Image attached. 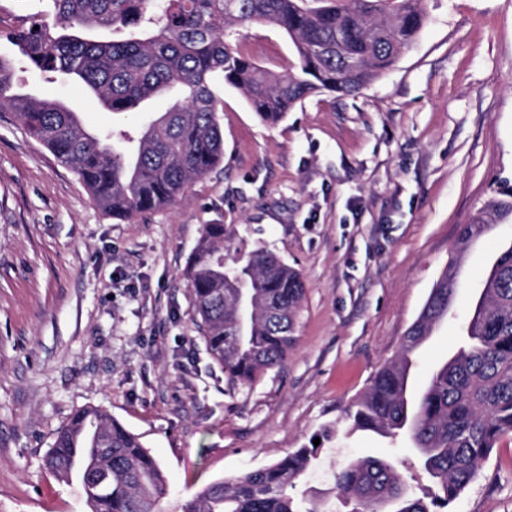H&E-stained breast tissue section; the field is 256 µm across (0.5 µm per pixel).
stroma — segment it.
<instances>
[{"label": "stroma", "instance_id": "stroma-1", "mask_svg": "<svg viewBox=\"0 0 512 512\" xmlns=\"http://www.w3.org/2000/svg\"><path fill=\"white\" fill-rule=\"evenodd\" d=\"M425 23L396 63L359 94H313L279 123L243 94L215 93L224 159L176 204L119 221L0 111V512H88L79 481L46 466L78 409L108 411L139 435L168 486L164 512L205 485L314 447L295 489L347 512L334 489L345 461L387 457L415 495L429 482L403 441L355 431L346 417L393 360L449 259L461 272L454 311L413 370L423 387L460 339L478 288L512 224L463 254L460 230L512 181V0H420ZM48 0H0V56ZM260 65L297 71L292 42L265 23L240 26ZM39 96L78 103L89 129L140 126L163 112L120 116L74 83L28 62ZM222 224L239 253L267 248L306 288L295 342L276 368L230 384L205 349L187 259L204 225ZM449 512H512V436L502 437Z\"/></svg>", "mask_w": 512, "mask_h": 512}]
</instances>
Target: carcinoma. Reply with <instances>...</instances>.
<instances>
[{
    "instance_id": "obj_1",
    "label": "carcinoma",
    "mask_w": 512,
    "mask_h": 512,
    "mask_svg": "<svg viewBox=\"0 0 512 512\" xmlns=\"http://www.w3.org/2000/svg\"><path fill=\"white\" fill-rule=\"evenodd\" d=\"M54 26L38 23L13 37L42 73L61 75L112 113L140 108L160 94L169 108L137 135L89 131L77 110L58 99L16 90L12 59L0 57V107L70 167L94 201L117 220L173 205L186 185L217 167L224 139L214 81L243 93L260 119L275 125L298 102L329 90L357 94L389 69L424 22L418 0H52ZM284 31L300 71L274 73L255 62L232 32L246 23ZM512 223V183L502 180L458 249L490 225ZM184 277L206 350L235 385L248 386L279 365L293 343L305 291L299 271L257 248L241 258L223 224H207ZM250 299L246 314L235 295ZM457 280L443 274L385 365L349 411L353 427L412 448L432 490L411 493L387 458L347 462L335 488L349 512H436L454 502L498 440L512 435V246L501 249L472 307L456 351L438 362L428 383L411 387L418 349L448 312ZM314 449L295 448L276 463L200 490L185 512H319L290 494ZM61 480L85 483L90 512H161L163 472L140 438L112 416L77 410L46 457Z\"/></svg>"
}]
</instances>
